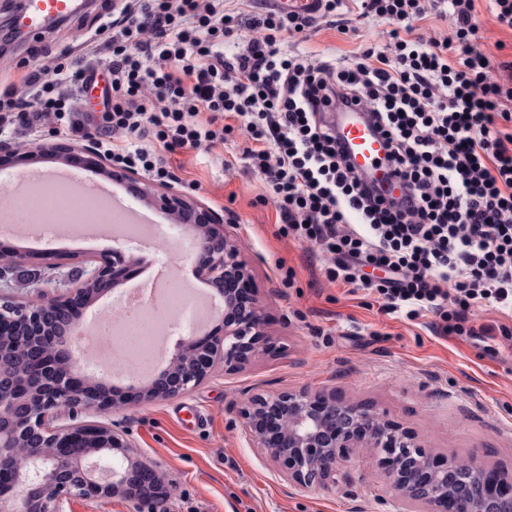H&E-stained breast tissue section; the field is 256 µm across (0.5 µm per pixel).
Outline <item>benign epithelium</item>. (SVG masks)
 Instances as JSON below:
<instances>
[{
	"label": "benign epithelium",
	"instance_id": "benign-epithelium-1",
	"mask_svg": "<svg viewBox=\"0 0 512 512\" xmlns=\"http://www.w3.org/2000/svg\"><path fill=\"white\" fill-rule=\"evenodd\" d=\"M115 182L158 207L189 233L197 275L224 304L220 324L186 337L165 368L149 384L104 394L87 374L75 338L48 332L53 305L15 302L0 306V509L3 512H66L77 498H128L135 512H158L170 494L160 467L137 454L134 445L104 421L129 404L182 396L220 363L234 369L269 351L262 315L249 288L251 273L237 237L224 218L202 211L185 193L141 183L125 169L106 171ZM134 254L118 247L94 261L86 280L60 302L89 306L108 283L126 279ZM31 348L25 367L14 352ZM68 412L71 423L57 425ZM99 419L86 421L81 416ZM241 435L262 448L288 484L310 491L336 484L337 465L353 448L381 455L391 495L380 504L397 512H464L448 493V465L408 430L370 405L336 399L334 394L279 390L251 395L236 409ZM478 499L491 498L512 512V472L478 470ZM142 478L143 490L132 489Z\"/></svg>",
	"mask_w": 512,
	"mask_h": 512
}]
</instances>
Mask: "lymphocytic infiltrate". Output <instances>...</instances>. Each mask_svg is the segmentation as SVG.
Listing matches in <instances>:
<instances>
[{
  "label": "lymphocytic infiltrate",
  "instance_id": "f902f5d3",
  "mask_svg": "<svg viewBox=\"0 0 512 512\" xmlns=\"http://www.w3.org/2000/svg\"><path fill=\"white\" fill-rule=\"evenodd\" d=\"M384 22V45L339 60L293 51L313 20L275 9L245 19L225 0H130L112 22L108 57L48 81L32 68L0 89V124L66 135L94 130L113 165L163 180V152L211 149L235 118L242 159L275 198L283 235L317 246L332 283L365 291L386 313L429 317L438 335L491 344L506 326L475 325V308L512 311V61L479 50L475 0H354ZM434 14L450 36L417 33ZM248 27L244 48L226 38ZM503 76L492 79L493 67ZM105 70L102 112L79 114L88 72ZM365 108L410 192L369 189L321 117L335 100ZM382 270L373 279L369 268Z\"/></svg>",
  "mask_w": 512,
  "mask_h": 512
}]
</instances>
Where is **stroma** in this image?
Wrapping results in <instances>:
<instances>
[{
    "instance_id": "35a3bbf8",
    "label": "stroma",
    "mask_w": 512,
    "mask_h": 512,
    "mask_svg": "<svg viewBox=\"0 0 512 512\" xmlns=\"http://www.w3.org/2000/svg\"><path fill=\"white\" fill-rule=\"evenodd\" d=\"M124 3L92 0L49 33L5 43L0 76L16 80L31 67L60 62L84 65L90 44L111 37V14ZM475 15L478 48L495 61L511 60L512 32L496 23L487 0H475ZM385 29L352 11L333 21L319 16L298 49L313 58L344 57L362 45L383 44ZM244 146L234 133L210 152L178 150L165 159L171 184L231 224L275 352L235 370H217L185 395L134 402L109 415L172 483L165 512H381L386 477L367 450L356 448L343 458L336 485L306 492L283 481L265 451L241 436L236 405L252 393L286 388L376 405L439 459L472 458L512 469V335L499 338L492 356L482 343L435 335L427 318L385 314L364 292L328 282L316 246L280 236L277 204L261 176L246 169ZM153 218L171 249L138 252L126 288H138L157 263L195 276L183 231L169 232L161 212ZM115 246L106 228L90 235L65 228L37 239L23 232L0 236L1 249L26 254L23 268L41 258L62 279L77 263H90ZM289 267L295 278L288 283Z\"/></svg>"
}]
</instances>
